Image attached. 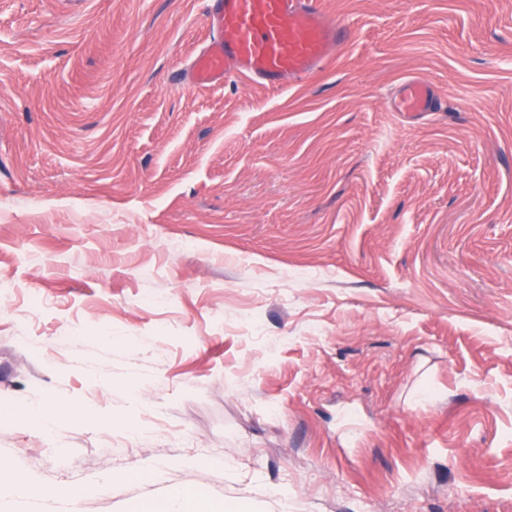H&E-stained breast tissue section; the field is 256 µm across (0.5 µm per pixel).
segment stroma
Returning a JSON list of instances; mask_svg holds the SVG:
<instances>
[{"label":"stroma","mask_w":512,"mask_h":512,"mask_svg":"<svg viewBox=\"0 0 512 512\" xmlns=\"http://www.w3.org/2000/svg\"><path fill=\"white\" fill-rule=\"evenodd\" d=\"M319 3L274 91L183 81L204 0H0V512H512V0ZM439 104V97L429 83L409 80L399 86L391 108L394 112H435ZM77 411L68 406L50 401L35 404L30 411L32 422L44 433L52 435L60 419L76 416Z\"/></svg>","instance_id":"stroma-1"}]
</instances>
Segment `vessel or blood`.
<instances>
[{
    "label": "vessel or blood",
    "mask_w": 512,
    "mask_h": 512,
    "mask_svg": "<svg viewBox=\"0 0 512 512\" xmlns=\"http://www.w3.org/2000/svg\"><path fill=\"white\" fill-rule=\"evenodd\" d=\"M213 37L196 56L189 79L211 87L238 76L282 89L329 65L350 39L349 29L318 0H208ZM440 103L422 80L402 83L391 101L396 112H433Z\"/></svg>",
    "instance_id": "1"
}]
</instances>
